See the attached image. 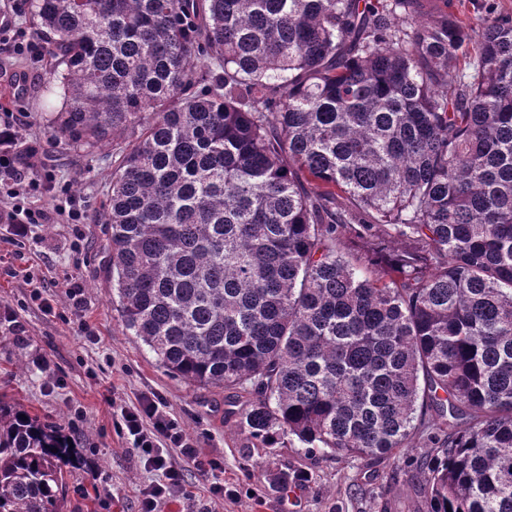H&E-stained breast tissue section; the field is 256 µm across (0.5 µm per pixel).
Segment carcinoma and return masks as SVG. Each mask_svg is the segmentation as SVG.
<instances>
[{"label": "carcinoma", "mask_w": 512, "mask_h": 512, "mask_svg": "<svg viewBox=\"0 0 512 512\" xmlns=\"http://www.w3.org/2000/svg\"><path fill=\"white\" fill-rule=\"evenodd\" d=\"M481 8L30 0L50 136L128 140L96 214L125 331L255 395L265 448L422 439L426 512H512V14ZM69 444L0 398V512H63Z\"/></svg>", "instance_id": "1"}]
</instances>
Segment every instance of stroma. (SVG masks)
I'll return each instance as SVG.
<instances>
[{
	"instance_id": "1",
	"label": "stroma",
	"mask_w": 512,
	"mask_h": 512,
	"mask_svg": "<svg viewBox=\"0 0 512 512\" xmlns=\"http://www.w3.org/2000/svg\"><path fill=\"white\" fill-rule=\"evenodd\" d=\"M1 15L10 25L0 28V117L13 115L21 145L37 149L42 182L30 197L42 209L60 203L91 218L105 200L110 161L104 152L89 155L50 140L36 112L41 66L16 50L32 32L26 0H0ZM109 237L108 225L89 221L33 224L15 240L0 224V398L24 404L75 440L83 463L69 481L64 512H138L139 491L152 475L116 430L113 409L152 394L197 447L223 461L218 512H424L418 492L424 476L406 458L372 463L312 453L285 439L257 447L239 425L249 394L200 388L160 368L112 309ZM28 273L41 299L32 297ZM65 273L85 289L93 338L64 318L67 298L58 280ZM284 472L299 475L295 487L282 485Z\"/></svg>"
}]
</instances>
